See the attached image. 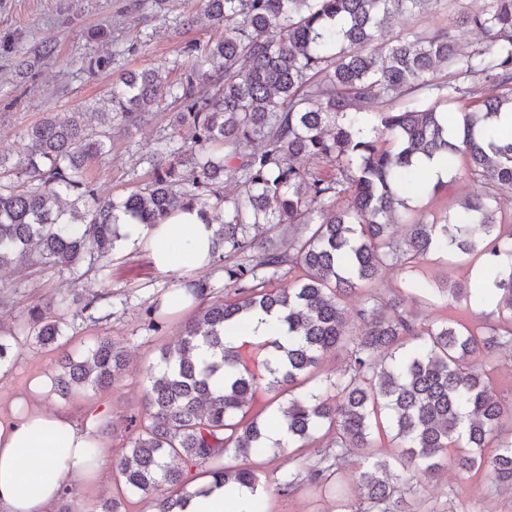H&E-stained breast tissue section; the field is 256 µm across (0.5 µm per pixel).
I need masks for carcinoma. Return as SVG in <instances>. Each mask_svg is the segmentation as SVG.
Segmentation results:
<instances>
[{
    "label": "carcinoma",
    "instance_id": "cac0c4a2",
    "mask_svg": "<svg viewBox=\"0 0 512 512\" xmlns=\"http://www.w3.org/2000/svg\"><path fill=\"white\" fill-rule=\"evenodd\" d=\"M191 26L203 15L223 35L191 43L193 58L179 77L150 69L112 84L107 105L94 113L45 117L27 128L15 158L0 154V271L36 265L84 273L99 270L126 236L127 216L147 228L178 209L199 210L205 221L224 210L216 225L212 259L224 261L235 298L210 302L207 285L184 287L196 298V316L177 341L148 369L149 423L121 448L117 471L123 485L155 512H181L205 490H187V469L208 466L214 484L257 492L260 477L244 463L269 448H306L332 435L316 467L284 476L282 489L303 483L337 488V461L357 450L362 512H393L414 492L419 478L443 467L448 452L461 471L487 470L512 491V441L485 448L512 417L493 395L485 373L471 367L478 352L512 348V237L504 236L497 199L512 193V131L496 125L512 112V0H486L459 22L485 34L466 51L446 29L412 41L378 42L395 17L430 0H194ZM448 67L454 79L440 83L434 71ZM179 108L178 124L190 147L159 141L167 165L120 204L99 195L88 177L103 154L112 123L137 124L165 99ZM402 100L400 111L381 104ZM461 103L462 119L450 123L439 101ZM258 141L261 147L243 150ZM307 156L329 167L303 169ZM437 156L455 169L462 162L476 192L463 213L409 218L398 231V212L412 194L438 190L417 166ZM189 167V171L181 167ZM238 184L228 198L214 188L219 175ZM346 206L336 207L341 195ZM275 227L292 230L288 245L267 241ZM482 259L489 290L498 297L506 326L484 331L451 320L421 323L404 308L424 290L366 293L355 318L345 299L371 287L381 267L415 264L435 250ZM300 270L295 284L274 286ZM439 292L467 301L470 289L450 282ZM66 298L36 304L28 321L2 336L27 335L52 345L64 335L52 312ZM273 314L284 335L230 345L224 331ZM148 329L160 333L170 313L159 300L146 310ZM346 345L350 362L334 378L313 372L324 354ZM128 363L112 340L102 338L80 357L64 356L54 389L99 390L112 386ZM306 389L278 406L265 421L247 417L255 395L273 405L285 386ZM287 439L272 442L268 421ZM401 448L408 476L388 474L389 464L369 452L375 435Z\"/></svg>",
    "mask_w": 512,
    "mask_h": 512
}]
</instances>
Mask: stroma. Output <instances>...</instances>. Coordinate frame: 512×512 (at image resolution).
I'll use <instances>...</instances> for the list:
<instances>
[{"mask_svg": "<svg viewBox=\"0 0 512 512\" xmlns=\"http://www.w3.org/2000/svg\"><path fill=\"white\" fill-rule=\"evenodd\" d=\"M483 5V0H432L425 10L398 16L393 33L411 39L444 28L462 46L472 48L484 37L460 26L458 16ZM190 10L186 0H0V152L20 150L23 131L45 115L94 111L107 99L119 74L157 68L172 71L175 63L187 60L184 46L219 37V30L205 20L183 27L181 20ZM45 44L55 45V57L39 54ZM105 54L112 57L111 67L94 75L83 71L84 57ZM21 58L30 63L27 71H19L16 65ZM175 114L174 104L166 100L137 126L113 131L105 154L88 167L101 196L118 202L148 181L154 164L161 161L156 153L159 139L174 132ZM472 190L456 170L437 192L412 197L409 206L425 218H439L458 211ZM482 275L480 264L468 257L433 251L413 269L382 268L375 287L386 293L407 279L420 280L430 287L414 306L420 315L474 327L497 325L501 319L496 301L486 293H473L465 304L448 302L440 292L446 282L472 286ZM179 280V274L157 270L141 246L126 242L96 275L80 277L39 267L21 273L0 271V325L4 328L19 322L29 306L59 295L68 298L61 309L66 323L61 346H43L30 336L11 341L10 361L0 368V420L13 415L21 398L33 406L67 410L94 429L100 452L117 458L131 435L127 418L144 419L149 365L163 345L177 340L181 325L194 315L190 309L173 313L162 333L147 328L146 308L172 293ZM103 337L117 343L129 359L112 387L65 395L54 391L58 359L66 353L82 354ZM472 362L487 371L493 393L512 409V350L479 355ZM318 455V448L310 447L252 457L263 483L259 499L264 512H358L354 476L359 459L354 455L339 462L343 494L307 485L286 493L279 490L288 471L309 468ZM403 507L405 512H512V492L493 483L486 472H465L449 460L435 478L424 480L416 494L407 496Z\"/></svg>", "mask_w": 512, "mask_h": 512, "instance_id": "35a3bbf8", "label": "stroma"}]
</instances>
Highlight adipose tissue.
Segmentation results:
<instances>
[{
	"mask_svg": "<svg viewBox=\"0 0 512 512\" xmlns=\"http://www.w3.org/2000/svg\"><path fill=\"white\" fill-rule=\"evenodd\" d=\"M123 232L128 241L145 246L161 271H199L211 264L212 232L198 211H175L152 228L127 222ZM95 446L91 427L64 410L32 406L13 420L0 421V512H50L63 493L108 469L104 454L88 465ZM196 482L205 493L190 500L185 512H251L253 496L247 488L224 491L205 473Z\"/></svg>",
	"mask_w": 512,
	"mask_h": 512,
	"instance_id": "ef3b65f1",
	"label": "adipose tissue"
}]
</instances>
